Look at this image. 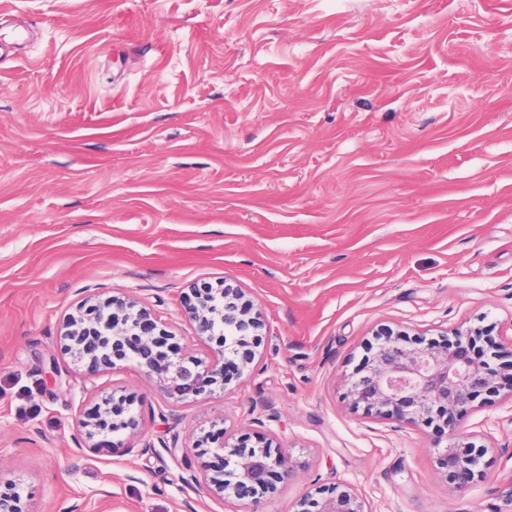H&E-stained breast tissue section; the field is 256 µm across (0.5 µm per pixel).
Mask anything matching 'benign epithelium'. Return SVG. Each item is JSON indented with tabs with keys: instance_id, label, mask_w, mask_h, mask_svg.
Here are the masks:
<instances>
[{
	"instance_id": "benign-epithelium-1",
	"label": "benign epithelium",
	"mask_w": 512,
	"mask_h": 512,
	"mask_svg": "<svg viewBox=\"0 0 512 512\" xmlns=\"http://www.w3.org/2000/svg\"><path fill=\"white\" fill-rule=\"evenodd\" d=\"M216 292L224 299L219 313L224 321L222 332L214 329V315L210 313L209 299ZM243 298L242 289L227 283L215 292L192 288L184 296L185 311L197 324L199 338L211 341L219 337L217 354L208 362L172 357L168 348L172 334L161 315L115 298L90 304L78 315L70 316L62 338L69 341L67 350L71 355L89 359L96 368H113L119 361L134 359L148 377L157 380L166 399L174 404L186 403L240 379L253 364L254 337L260 322L250 315ZM490 335L491 331L480 327L457 328L441 341L427 343L396 338L394 332L386 331L384 339L366 356L363 369L349 380L347 397L356 407L361 405L399 422L428 424L441 420L458 425L479 396L497 395L503 389L499 374L483 360L490 350L512 347V336L497 342ZM75 415L74 444L78 450L91 453L124 447L123 441L112 439L115 421H125L129 430L138 426L136 417L121 400L112 401L108 412L99 405L90 412L79 408ZM488 452L489 448L473 442L463 451L451 446L439 465L455 489H466L485 477L490 465ZM234 456L233 491L226 490L223 478L195 477L193 481L209 494L243 499L268 492L275 469L292 468L289 455L281 447L273 454L266 447L240 445L234 448ZM0 512H24L14 489L0 490ZM297 512L366 510L357 492L347 487L320 499L303 498Z\"/></svg>"
}]
</instances>
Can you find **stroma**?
<instances>
[{"label": "stroma", "mask_w": 512, "mask_h": 512, "mask_svg": "<svg viewBox=\"0 0 512 512\" xmlns=\"http://www.w3.org/2000/svg\"><path fill=\"white\" fill-rule=\"evenodd\" d=\"M0 39V479L26 512H295L318 488L367 512H512V402L462 422L495 462L450 487L448 443L354 407L377 331L512 336V0H10ZM28 38L14 43L15 30ZM243 288L253 371L173 405L134 361L62 351L67 314L126 296L209 359L190 285ZM132 399L124 448L77 452L75 405ZM223 430L293 472L219 500Z\"/></svg>", "instance_id": "1"}]
</instances>
